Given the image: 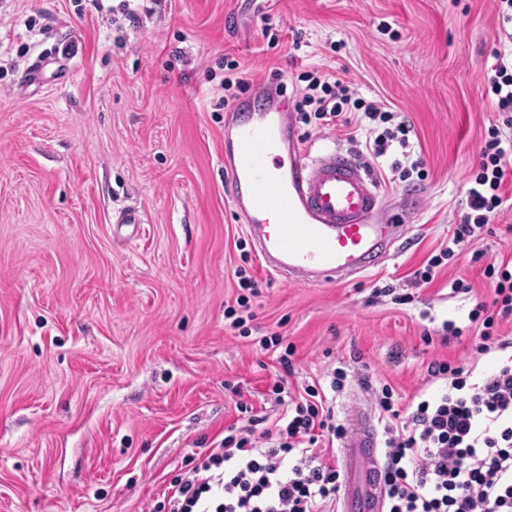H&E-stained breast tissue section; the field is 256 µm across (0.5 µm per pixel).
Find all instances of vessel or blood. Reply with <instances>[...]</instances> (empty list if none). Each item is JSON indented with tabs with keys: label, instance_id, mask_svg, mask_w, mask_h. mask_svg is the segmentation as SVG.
<instances>
[{
	"label": "vessel or blood",
	"instance_id": "1",
	"mask_svg": "<svg viewBox=\"0 0 512 512\" xmlns=\"http://www.w3.org/2000/svg\"><path fill=\"white\" fill-rule=\"evenodd\" d=\"M224 172L259 257L287 283L337 284L366 272L392 256L406 230L385 218L376 184L352 154L306 151L290 104L262 81L225 116ZM348 421V490L338 512H384L375 417L357 404Z\"/></svg>",
	"mask_w": 512,
	"mask_h": 512
}]
</instances>
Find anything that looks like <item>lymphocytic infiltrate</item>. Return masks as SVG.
I'll return each instance as SVG.
<instances>
[{"label": "lymphocytic infiltrate", "instance_id": "lymphocytic-infiltrate-1", "mask_svg": "<svg viewBox=\"0 0 512 512\" xmlns=\"http://www.w3.org/2000/svg\"><path fill=\"white\" fill-rule=\"evenodd\" d=\"M491 57L482 79L497 117L482 140L468 210L447 245L415 271L418 283H430L503 208L502 187L512 175L505 164L512 155V55L502 44ZM304 80L295 106L304 124L347 129L350 141L364 139L376 158L399 146L402 157L390 165L392 180L421 172L407 119L358 97L353 84L329 74L311 72ZM483 275L493 300L477 304L469 316L482 326L481 355L507 347L496 328L512 318V265H487ZM427 372L444 380L443 389L402 405L390 385L374 392L383 426L385 512H512V356L473 380L464 367L440 360L430 362ZM346 377L339 368L329 384L316 379L295 391L285 378L275 379L268 392L284 410L274 424L253 404L237 401L242 425L228 427L220 443L172 482L152 512H336L340 470L334 442L346 428L336 419L332 396L342 391Z\"/></svg>", "mask_w": 512, "mask_h": 512}]
</instances>
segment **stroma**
I'll use <instances>...</instances> for the list:
<instances>
[{
	"mask_svg": "<svg viewBox=\"0 0 512 512\" xmlns=\"http://www.w3.org/2000/svg\"><path fill=\"white\" fill-rule=\"evenodd\" d=\"M119 3L0 0V512H147L236 423L230 385L281 414L267 389L289 344L292 385L346 369L337 419L372 385L410 399L432 360L471 362L442 324L465 327L492 299L485 264L512 258L511 179L483 239L411 279L466 213L496 116L493 0H137L135 27L113 24ZM230 61L290 99L321 69L410 120L425 177L388 182L396 146L359 156L415 227L385 265L322 287L265 268L224 176ZM241 267L262 284L244 336L224 315Z\"/></svg>",
	"mask_w": 512,
	"mask_h": 512,
	"instance_id": "1",
	"label": "stroma"
}]
</instances>
